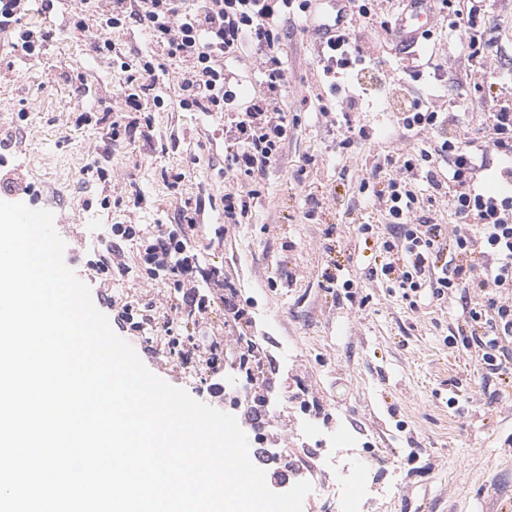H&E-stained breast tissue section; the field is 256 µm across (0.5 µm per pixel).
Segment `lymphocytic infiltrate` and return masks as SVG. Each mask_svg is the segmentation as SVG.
<instances>
[{"mask_svg":"<svg viewBox=\"0 0 512 512\" xmlns=\"http://www.w3.org/2000/svg\"><path fill=\"white\" fill-rule=\"evenodd\" d=\"M28 3L0 0V33H17L22 51L36 57L52 34L17 30ZM438 11L448 17L469 60L482 71H494L495 59L475 36L480 11L473 0H439ZM91 12L102 13L104 28L113 31L135 20L157 48L130 63L111 39L95 43L97 51L118 61L128 107L141 111L148 96L162 106L163 97L154 92L162 79L172 84L182 110L223 114L224 174L230 184L224 219L242 223L261 195L259 176L279 159L288 130L297 123L280 106L288 86L280 22L310 16L311 0H80L74 26L87 29ZM244 53L255 77L252 89L231 67ZM365 60L352 29L326 38L318 52L323 85L336 86L342 72ZM361 106L357 95L337 100L342 116L336 125L338 148L370 141L365 127L351 118ZM455 120L446 106L413 100L397 120L401 147L362 166L357 182L359 191L370 193L382 222L360 224L356 230L375 241L380 262L372 277L390 283L403 299L424 290L436 301L459 295L463 326L481 350L478 362L507 377L512 365L497 361L495 353L503 343H512V108L500 107L480 127L464 126L460 138L448 133ZM112 237L89 263L92 287L108 295L113 276L135 260L145 270L141 286L152 295L147 309L122 305V330L151 327L163 339L155 354L170 369L181 368L184 356L194 355L210 387H217L223 368L216 351L225 338L212 327V298L221 296L226 328L235 330L247 322L236 290L226 289L220 276L203 282L194 276L197 254L185 233L151 235L137 224H116ZM125 241L136 243V254L125 253ZM159 271L172 278L171 291L155 292ZM204 328L210 334L207 344L200 345L193 332Z\"/></svg>","mask_w":512,"mask_h":512,"instance_id":"lymphocytic-infiltrate-1","label":"lymphocytic infiltrate"}]
</instances>
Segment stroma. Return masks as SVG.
<instances>
[{"mask_svg": "<svg viewBox=\"0 0 512 512\" xmlns=\"http://www.w3.org/2000/svg\"><path fill=\"white\" fill-rule=\"evenodd\" d=\"M78 0H56L51 12L31 0L21 27L53 31L39 57L25 56L0 36V136L4 156L34 189L27 205L55 208L68 225L59 235L69 268L85 265L92 231L112 224H139L150 233L176 229L185 203L206 206L188 237L203 270H219L250 314L242 333L265 341L279 358L275 393L305 387L321 411V429L342 426L365 444L358 465L373 486L391 484L384 512H512V392L476 364V348L449 343L457 331L458 297L431 300L422 294L410 309L400 293L370 278L374 244L355 230L378 219L369 194L354 182L364 159L394 151L396 115L380 112V100L445 95L458 120L479 125L492 104H512V0H484L488 17L482 40L499 50L496 76L485 75L452 38L446 21L433 34L453 65L440 85L431 77L412 81L406 60L379 46L377 22L350 17L349 27L374 42L372 60L353 75L363 93L357 117L372 127L361 154L342 157L334 142L335 114L321 115L315 48L322 37L317 5L308 21L286 22L288 90L284 103L299 114L280 160L262 181V194L246 223L224 221V120L185 112L176 94L161 88L162 108L151 125L110 141V121L134 114L113 75L110 57L97 54L89 33L70 27ZM86 83H79V76ZM95 165L107 180L87 174ZM305 168L302 181L292 174ZM180 172L168 189L163 172ZM336 194L330 209L309 210L305 198ZM141 202H134V195ZM339 269L355 280L353 293L326 288L324 271ZM486 388L483 401L475 389Z\"/></svg>", "mask_w": 512, "mask_h": 512, "instance_id": "obj_1", "label": "stroma"}]
</instances>
